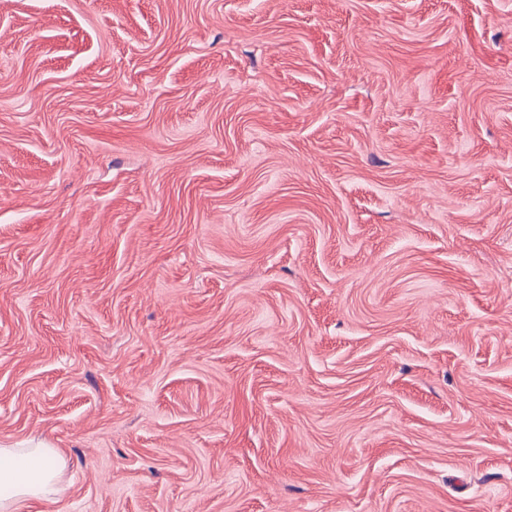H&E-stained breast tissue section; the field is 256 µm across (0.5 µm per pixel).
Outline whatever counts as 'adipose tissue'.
<instances>
[{"label": "adipose tissue", "instance_id": "1", "mask_svg": "<svg viewBox=\"0 0 512 512\" xmlns=\"http://www.w3.org/2000/svg\"><path fill=\"white\" fill-rule=\"evenodd\" d=\"M65 460L59 449L41 443L18 448L0 443V512H22L29 502L61 490Z\"/></svg>", "mask_w": 512, "mask_h": 512}]
</instances>
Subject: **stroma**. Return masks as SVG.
I'll return each instance as SVG.
<instances>
[{
	"instance_id": "obj_1",
	"label": "stroma",
	"mask_w": 512,
	"mask_h": 512,
	"mask_svg": "<svg viewBox=\"0 0 512 512\" xmlns=\"http://www.w3.org/2000/svg\"><path fill=\"white\" fill-rule=\"evenodd\" d=\"M0 439L27 512H512V0H0ZM15 447L0 443L1 512H20L29 502L50 499L61 490L65 460L58 448L45 443Z\"/></svg>"
}]
</instances>
